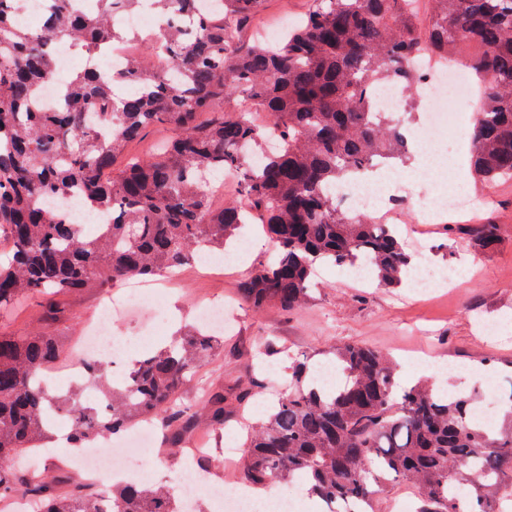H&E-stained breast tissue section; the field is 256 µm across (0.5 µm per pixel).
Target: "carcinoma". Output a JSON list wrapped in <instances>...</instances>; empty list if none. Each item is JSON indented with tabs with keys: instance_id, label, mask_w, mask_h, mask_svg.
<instances>
[{
	"instance_id": "1",
	"label": "carcinoma",
	"mask_w": 512,
	"mask_h": 512,
	"mask_svg": "<svg viewBox=\"0 0 512 512\" xmlns=\"http://www.w3.org/2000/svg\"><path fill=\"white\" fill-rule=\"evenodd\" d=\"M52 2L33 29L17 24L14 0H0V233L11 243L0 264V319L30 295L180 269L203 251H223L254 215L276 249L239 282V299L255 310L300 308L327 262L364 264L383 285L401 284L413 266L396 228L343 211L333 187L402 157V126L376 114V86L418 84L414 58L424 49L443 59L469 52L468 68L487 83L470 132V176L486 185L512 178V0H431L424 16L408 0H313L279 41L246 48L236 34L263 0H151L162 32L137 38L141 54L120 75L132 92L116 99L112 80L86 65L70 76L64 105L42 112L38 93L59 49L94 59L130 40L112 15L138 0H93L87 13ZM226 100L239 105L224 112ZM160 124L175 137L118 165L129 142ZM268 132L278 138L269 151ZM225 170L236 172L246 204L213 205L206 175ZM72 192L108 216L92 236L38 204ZM472 233L479 249L497 240L493 224ZM333 352L344 384L323 394L307 363L294 362L247 444L245 483L302 475L327 512L346 502L374 512L389 483L417 489L421 512L512 509V410L493 432L474 415L475 396L445 398L431 377L403 387L393 363L365 346ZM220 353L216 335L178 336L142 354L118 386L90 359L85 367L106 399L99 407L39 382L60 354L50 323L26 336L0 334V499L25 493L39 512H179L161 488L118 483L102 495L76 485L61 494L46 473L15 463L50 438L53 415L67 420L75 449L143 420L224 429L221 396L205 395L194 411L179 400Z\"/></svg>"
}]
</instances>
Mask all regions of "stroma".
<instances>
[{"label":"stroma","instance_id":"1","mask_svg":"<svg viewBox=\"0 0 512 512\" xmlns=\"http://www.w3.org/2000/svg\"><path fill=\"white\" fill-rule=\"evenodd\" d=\"M312 8V0H264L251 26L241 38L253 42L257 29L284 22L295 23ZM458 160L440 161L434 175L422 180L397 177L400 197L398 229L407 251L415 261L437 268H463L464 279L431 292L403 282L388 288L369 279L362 284L334 265L320 270V284L298 310L284 312L274 307L253 310L237 300V285L252 267L265 261L272 250L269 238L235 265L216 273L201 264L186 267L172 276L157 278L158 297L170 306L165 326L154 328L148 313L130 315L115 325L117 335L133 331L144 334L142 348L166 345L181 330L195 322L197 303L225 299L235 310L224 329V349L214 365L203 368L183 386L180 397L196 402L205 391L224 397V429L210 435V445L223 447L234 441L245 447L246 422L262 420L272 399L286 379L284 350L309 359L311 365L332 361L331 348L339 343H356L381 351L400 365V377L411 385L426 377L432 359L469 368L496 371L493 379L479 380L460 374L448 377L452 393L478 391L492 414H499L502 400L512 393V332L494 335L483 331L484 323L512 320V179L484 187L465 182ZM468 185L478 202L472 214H461L435 224L424 223L413 202L438 191L456 192ZM498 227L495 245L475 249L470 229L476 224ZM106 293L98 288L72 292L58 301L55 333L63 354H71L80 332L97 313ZM46 296L26 298L17 312L0 321V332L20 336L38 328L48 308ZM273 366L266 373L263 396L248 400L241 394L256 372L258 358Z\"/></svg>","mask_w":512,"mask_h":512}]
</instances>
